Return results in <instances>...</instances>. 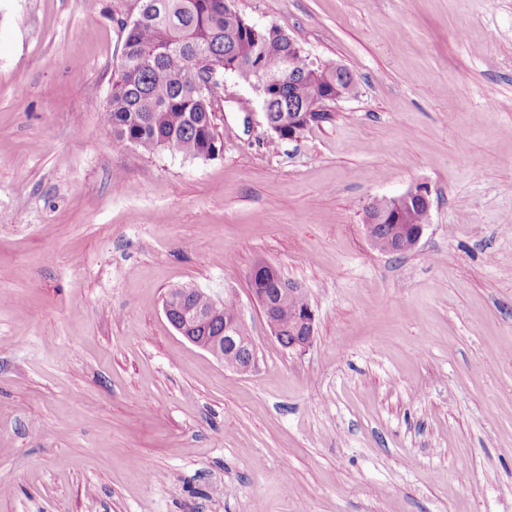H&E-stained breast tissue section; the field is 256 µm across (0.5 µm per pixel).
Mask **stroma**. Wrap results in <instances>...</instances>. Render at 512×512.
Here are the masks:
<instances>
[{
  "label": "stroma",
  "mask_w": 512,
  "mask_h": 512,
  "mask_svg": "<svg viewBox=\"0 0 512 512\" xmlns=\"http://www.w3.org/2000/svg\"><path fill=\"white\" fill-rule=\"evenodd\" d=\"M235 5L356 89L285 141L225 76L202 160L103 119L135 0H0V512H512V0ZM419 184V243L378 251L366 205ZM174 288L238 301L253 371ZM255 295V293H253ZM303 294L306 295L305 289L300 288L294 284H289L288 288H279L278 293L274 299H269L262 296L261 299L255 295L261 304L267 325L269 326L272 335L279 340L281 339L280 345L286 349L293 350L296 352H305L313 343L315 338V323L316 314L307 297L306 307L300 311L297 317L298 330H301L300 336H294L293 332H288V322L291 321L297 310L302 307V296H296L288 300L292 295ZM282 300H288L283 301ZM278 307L277 318L280 324L283 326L282 336H279L281 331L278 321L276 319V307ZM291 336H293L292 341ZM288 342H290L288 344Z\"/></svg>",
  "instance_id": "1"
}]
</instances>
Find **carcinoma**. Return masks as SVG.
Wrapping results in <instances>:
<instances>
[{"instance_id": "obj_1", "label": "carcinoma", "mask_w": 512, "mask_h": 512, "mask_svg": "<svg viewBox=\"0 0 512 512\" xmlns=\"http://www.w3.org/2000/svg\"><path fill=\"white\" fill-rule=\"evenodd\" d=\"M139 3L144 11L124 40L104 121L117 138L147 152L168 149L209 159L220 150L222 134L200 91L201 70L195 64L200 56L213 62L219 73L228 72L249 86L260 81V72L276 71L291 57L292 78L261 93L268 101L264 121L280 140L288 138L285 108L313 104L338 82L350 94L355 90L348 69L311 65L304 53L288 49L281 28L253 30L239 12L224 7V0ZM332 119L331 112H312L299 120L298 133ZM302 301L296 296L278 307L284 348L293 336L288 322Z\"/></svg>"}]
</instances>
